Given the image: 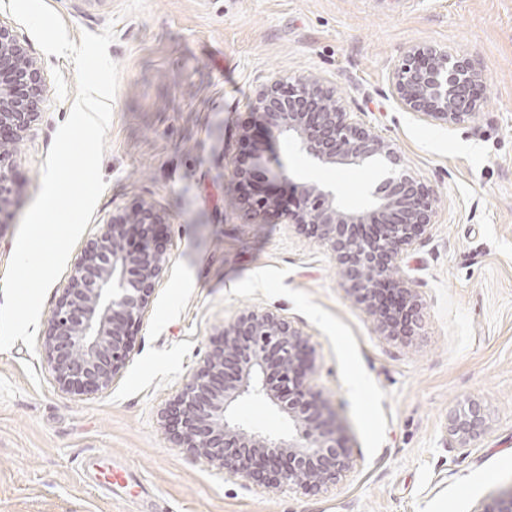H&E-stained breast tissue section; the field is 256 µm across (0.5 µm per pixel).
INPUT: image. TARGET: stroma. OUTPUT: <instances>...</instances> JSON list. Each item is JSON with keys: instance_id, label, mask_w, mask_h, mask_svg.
Here are the masks:
<instances>
[{"instance_id": "35a3bbf8", "label": "stroma", "mask_w": 512, "mask_h": 512, "mask_svg": "<svg viewBox=\"0 0 512 512\" xmlns=\"http://www.w3.org/2000/svg\"><path fill=\"white\" fill-rule=\"evenodd\" d=\"M71 40L113 26L120 76L87 233L118 211L164 218L169 262L112 385L56 384L43 342L0 352V512H477L512 488V0H46ZM37 62L41 119L20 147L16 191L0 211V280L42 166L76 97V72L47 55L9 11ZM466 57L484 77L475 119L402 111L394 68L413 47ZM319 75L348 111L391 142L436 194L409 258L421 302L408 339L387 338L347 297L331 252L276 214L249 221L231 169L264 141L253 113L271 78ZM253 130L245 139L244 130ZM255 185L287 198L293 181L359 207L367 166L325 167L270 144ZM273 309L308 336L352 467L318 491L269 492L225 478L169 439L160 412L225 321ZM478 402L486 427L460 447L450 416ZM125 469L117 493L91 490L83 455Z\"/></svg>"}]
</instances>
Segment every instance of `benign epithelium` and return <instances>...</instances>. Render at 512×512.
Masks as SVG:
<instances>
[{
    "label": "benign epithelium",
    "mask_w": 512,
    "mask_h": 512,
    "mask_svg": "<svg viewBox=\"0 0 512 512\" xmlns=\"http://www.w3.org/2000/svg\"><path fill=\"white\" fill-rule=\"evenodd\" d=\"M399 107L427 122L454 125L475 115L482 76L462 56L436 46L410 49L391 75ZM42 79L12 30L0 26V211L14 193L18 144L37 124ZM253 108L267 141L295 143L321 165L383 163L386 177L365 205L349 209L336 191L293 182L287 201L243 196L252 221L278 212L332 253L342 286L364 305L383 336H411L419 302L407 287L408 249L433 224L432 190L393 144L346 111L331 82L317 76L260 87ZM262 153L234 162L233 175L249 186ZM162 216L149 205L112 215L85 243L45 331V358L59 388L78 394L108 388L126 365L155 285L167 264L157 228ZM314 349L306 334L276 310L245 308L210 339L198 367L161 412L181 448L265 488L319 490L348 471L350 449L336 437L333 413L312 382ZM258 399L288 420V434L239 422L234 407ZM479 403L456 412L450 431L460 447L480 434ZM478 512H512V489Z\"/></svg>",
    "instance_id": "benign-epithelium-1"
}]
</instances>
